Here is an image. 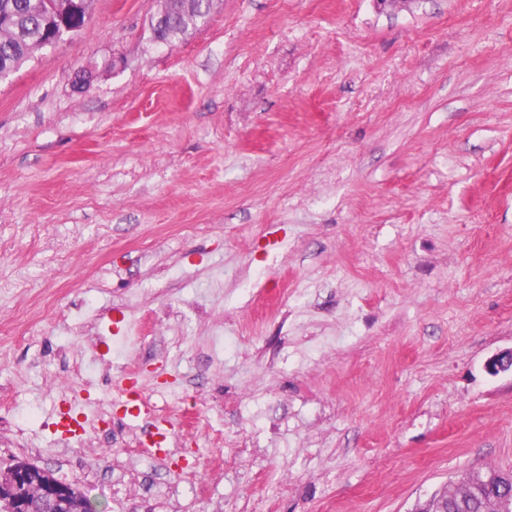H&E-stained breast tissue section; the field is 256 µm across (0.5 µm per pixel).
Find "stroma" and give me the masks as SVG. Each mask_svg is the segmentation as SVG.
Wrapping results in <instances>:
<instances>
[{"instance_id": "35a3bbf8", "label": "stroma", "mask_w": 512, "mask_h": 512, "mask_svg": "<svg viewBox=\"0 0 512 512\" xmlns=\"http://www.w3.org/2000/svg\"><path fill=\"white\" fill-rule=\"evenodd\" d=\"M160 8L91 0L0 81V466L23 431L103 512H413L511 471L512 0H213L168 44ZM75 357L85 411L131 371L204 415L206 495L170 464L115 495L125 452L62 440Z\"/></svg>"}]
</instances>
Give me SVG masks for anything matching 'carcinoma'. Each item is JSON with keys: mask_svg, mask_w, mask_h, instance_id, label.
Instances as JSON below:
<instances>
[{"mask_svg": "<svg viewBox=\"0 0 512 512\" xmlns=\"http://www.w3.org/2000/svg\"><path fill=\"white\" fill-rule=\"evenodd\" d=\"M55 0H0V60H8L13 70H18L31 54V48L44 44L56 34L62 23L72 17L80 19L79 25L86 27L88 17L82 10L74 15L60 17L54 11ZM167 18L168 41L184 37L195 30L209 14L206 0H194L193 8L186 13L170 4L162 9ZM30 462L20 460L0 470V512H12L14 502L9 500L13 486V470L28 466ZM468 482L457 491L455 499L448 501V512H500L503 502L512 501V481L509 473L494 467L474 469L467 472ZM67 509L71 512L85 507L90 499L88 492L74 484H67Z\"/></svg>", "mask_w": 512, "mask_h": 512, "instance_id": "carcinoma-1", "label": "carcinoma"}]
</instances>
